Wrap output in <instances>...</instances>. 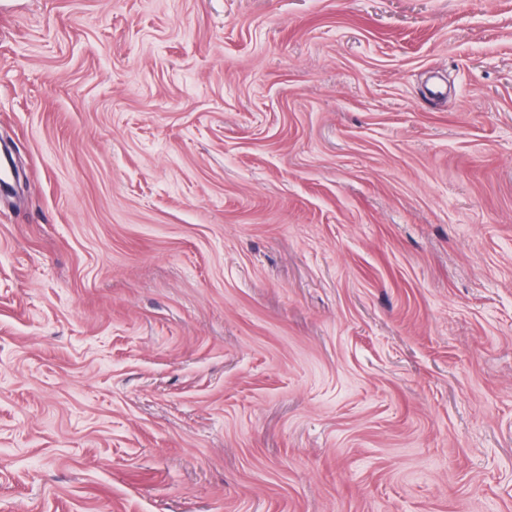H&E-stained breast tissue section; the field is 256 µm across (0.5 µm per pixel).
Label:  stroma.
I'll use <instances>...</instances> for the list:
<instances>
[{
  "instance_id": "stroma-1",
  "label": "stroma",
  "mask_w": 512,
  "mask_h": 512,
  "mask_svg": "<svg viewBox=\"0 0 512 512\" xmlns=\"http://www.w3.org/2000/svg\"><path fill=\"white\" fill-rule=\"evenodd\" d=\"M0 512H512V0H0Z\"/></svg>"
}]
</instances>
